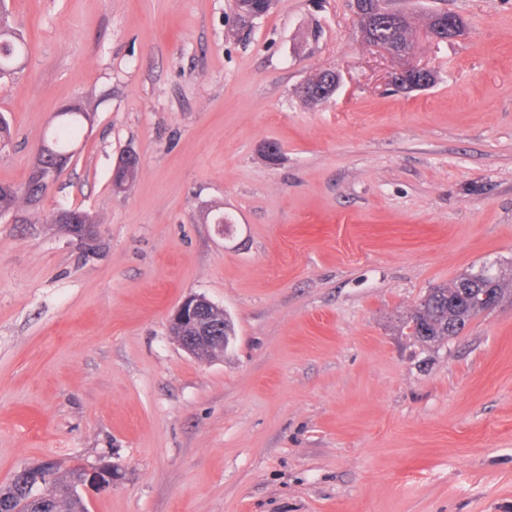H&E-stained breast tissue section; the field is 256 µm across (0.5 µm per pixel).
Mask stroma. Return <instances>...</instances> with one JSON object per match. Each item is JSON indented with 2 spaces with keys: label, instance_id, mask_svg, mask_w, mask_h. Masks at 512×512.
<instances>
[{
  "label": "stroma",
  "instance_id": "1",
  "mask_svg": "<svg viewBox=\"0 0 512 512\" xmlns=\"http://www.w3.org/2000/svg\"><path fill=\"white\" fill-rule=\"evenodd\" d=\"M386 5L465 32L405 61L351 0L247 23L234 0H5L28 56L0 83V183L62 107L94 117L38 211L0 220V487L110 460L88 512H512V295L440 342L406 326L429 289L512 269V0ZM407 62L434 85L393 86ZM324 69L342 84L309 104ZM191 294L234 326L210 361L169 331ZM66 210L67 209L62 208L56 212L55 224H60V227L66 231L68 230V224L78 225L71 226V236L75 237L77 240L86 242L93 241L95 236V224L93 217L85 211L74 209L75 212L83 214L84 221L89 223L77 224V219Z\"/></svg>",
  "mask_w": 512,
  "mask_h": 512
}]
</instances>
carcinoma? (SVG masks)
<instances>
[{
    "label": "carcinoma",
    "mask_w": 512,
    "mask_h": 512,
    "mask_svg": "<svg viewBox=\"0 0 512 512\" xmlns=\"http://www.w3.org/2000/svg\"><path fill=\"white\" fill-rule=\"evenodd\" d=\"M275 5L276 0H236L239 16L245 22L268 14ZM26 53V39L11 25L7 10L0 6V81L17 73L15 66ZM88 119L86 111L64 113L55 132L47 137L50 152L71 150L77 130ZM37 197L29 179L22 191L10 184H0V213L16 210L22 201L35 209ZM487 292L501 299L508 288L505 279L486 266L477 271L467 270L451 284L430 289L409 316L412 334L424 343L459 335L476 315L487 310L482 299ZM81 483L79 467L58 469L40 494L29 488L26 477L17 473L9 485L0 488V512H87L79 492Z\"/></svg>",
    "instance_id": "carcinoma-1"
}]
</instances>
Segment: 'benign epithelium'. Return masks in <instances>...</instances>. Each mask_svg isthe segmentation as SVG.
I'll use <instances>...</instances> for the list:
<instances>
[{
	"instance_id": "obj_1",
	"label": "benign epithelium",
	"mask_w": 512,
	"mask_h": 512,
	"mask_svg": "<svg viewBox=\"0 0 512 512\" xmlns=\"http://www.w3.org/2000/svg\"><path fill=\"white\" fill-rule=\"evenodd\" d=\"M357 14L361 22L363 39L369 44L380 47L396 57H405L413 50L414 37L385 40L377 37L376 27L382 22H388L399 28L403 20L391 14L383 13L378 8L368 5L356 6ZM463 29L461 19L454 15H448V19L440 20L433 17L429 20L426 35L435 42H447L460 36ZM397 86L406 91L426 88L435 82L434 73L421 66H407L400 69L394 76ZM340 78L336 71L325 69L318 72L303 86V93L314 100L323 102L330 99L336 92ZM69 155L55 157V163L47 160L46 147L39 148L35 161L31 167L33 183L45 191L48 184L53 181L67 166ZM55 223L71 225V236L78 240L91 242L95 236V225L77 224V219L66 209L56 212ZM224 326V335H214V325ZM194 330L193 335L186 336L183 330ZM171 335L179 346L188 354L199 359H212L224 352L232 332L224 309L203 295H190L186 297L175 309L170 319ZM56 467L45 463L30 474V480L38 487L49 483L54 476ZM82 488L85 492L104 491L112 488L115 479H110L103 474L100 467L84 468Z\"/></svg>"
}]
</instances>
